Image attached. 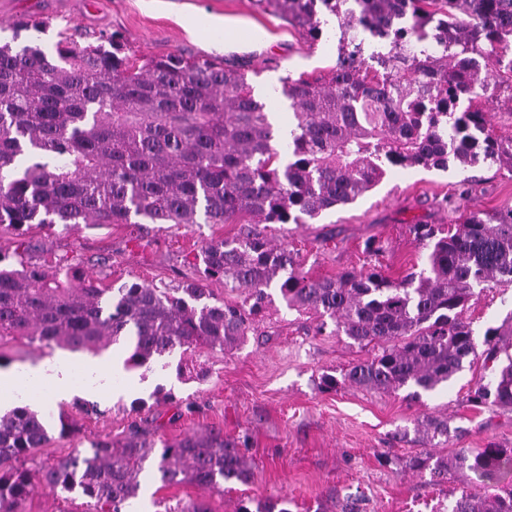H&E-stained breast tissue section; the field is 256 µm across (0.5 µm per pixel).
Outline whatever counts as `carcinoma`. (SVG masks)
<instances>
[{
	"label": "carcinoma",
	"mask_w": 512,
	"mask_h": 512,
	"mask_svg": "<svg viewBox=\"0 0 512 512\" xmlns=\"http://www.w3.org/2000/svg\"><path fill=\"white\" fill-rule=\"evenodd\" d=\"M313 45L320 15L336 18V67L320 77H287L294 128L280 147L267 103L244 72L224 61L170 53L142 60L119 39L81 44L59 34L54 50L0 44V226L33 224L248 225L205 241L199 277L172 288L133 281L106 287L67 265L55 271L25 259L22 245L0 250V345L24 339L99 354L123 339L127 371L147 373L174 355L224 352L256 331L276 287L287 308L312 312L326 328L374 355L320 387L349 384L412 396L451 382L480 359L492 377L468 401L512 410V326L489 327L483 350L464 318L475 289L512 286V208L454 211L448 229L414 224L429 250L420 270L391 277L377 268L313 277L272 243L262 224H306L354 203L393 168L512 171V137L492 130L497 95L512 80V0H254ZM240 292L215 298L206 282ZM53 423L25 403L0 414V512H24L37 490L77 494L93 512H127L146 463L161 486L224 492L254 483L240 442L192 432L162 444L133 426L115 446L90 447L37 469L25 459L49 439ZM415 431L433 447L449 423L428 416ZM407 467L430 481L470 473L487 497L463 490L449 512H512V448L491 444L452 458L424 452ZM164 512H210L203 500ZM235 512H290L288 498H248Z\"/></svg>",
	"instance_id": "obj_1"
}]
</instances>
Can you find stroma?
I'll use <instances>...</instances> for the list:
<instances>
[{
	"label": "stroma",
	"mask_w": 512,
	"mask_h": 512,
	"mask_svg": "<svg viewBox=\"0 0 512 512\" xmlns=\"http://www.w3.org/2000/svg\"><path fill=\"white\" fill-rule=\"evenodd\" d=\"M193 16L198 28L182 20ZM22 17L45 22L42 32L13 33ZM242 33L263 32L264 41L242 42L217 54L212 45L226 27ZM116 34L137 56L171 52L199 57L223 56L225 64L242 66L255 89H266L265 100L278 125L292 119L286 99L277 89L281 78L316 75L336 64V38L312 45L285 20L258 11L252 0H0V39L25 45L39 39L53 49L59 32ZM475 182L464 200L467 209L488 211L512 207V172L494 167L475 169ZM465 174L456 168L393 169L355 203L327 212L308 224H272L266 230L275 242L287 243L303 269L313 276L376 265L392 276L422 267L426 251L410 232L415 223L445 224L453 216L448 197L454 196ZM235 224H113L110 226H31L23 235L0 230V248L13 250L23 239L32 262L56 268L67 263L86 273L104 272L109 282L138 281L159 287L194 276V256L201 243L233 236ZM378 237L384 250L363 251V243ZM475 337L512 317V288H489L466 311ZM317 318L287 309L281 300L269 305L259 335L248 336L236 350L201 351L193 361L198 378L182 380L176 364L160 378L141 384L140 373L119 371L114 383L122 394L98 400V412L85 410L82 395L54 401L70 429L51 431L43 448L33 452V465L50 464L96 440H122L131 423L154 429L157 438L173 441L189 431L222 430L225 437L246 436L255 466L252 485L225 484L223 492L193 485L159 487L147 478L143 487L155 490L147 512H162L163 504L205 499L210 512H234L238 499L288 496L291 512H448L467 477L447 482L406 470L405 462L422 453L424 444L401 431L417 420L447 416L462 435L437 447L440 455L494 443L512 447V411L473 407L469 389L483 375L481 364L465 367L448 389L412 397L408 389L381 393L345 385L335 391L319 387L322 375L342 376L350 365L370 357V349L331 331L317 332ZM175 399L155 397L156 388Z\"/></svg>",
	"instance_id": "stroma-1"
}]
</instances>
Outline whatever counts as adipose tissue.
I'll return each instance as SVG.
<instances>
[{
  "label": "adipose tissue",
  "instance_id": "obj_1",
  "mask_svg": "<svg viewBox=\"0 0 512 512\" xmlns=\"http://www.w3.org/2000/svg\"><path fill=\"white\" fill-rule=\"evenodd\" d=\"M112 377L108 361L61 357L22 373L0 372V395L24 394L37 386L56 400L82 391L101 396L113 392Z\"/></svg>",
  "mask_w": 512,
  "mask_h": 512
}]
</instances>
